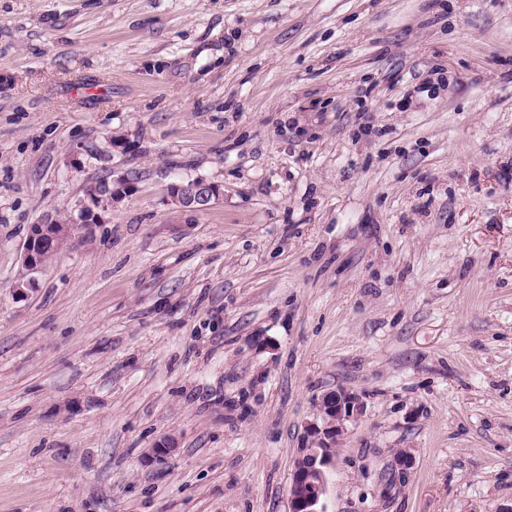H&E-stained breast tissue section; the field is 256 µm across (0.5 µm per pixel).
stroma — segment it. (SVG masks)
Segmentation results:
<instances>
[{
  "instance_id": "1",
  "label": "stroma",
  "mask_w": 512,
  "mask_h": 512,
  "mask_svg": "<svg viewBox=\"0 0 512 512\" xmlns=\"http://www.w3.org/2000/svg\"><path fill=\"white\" fill-rule=\"evenodd\" d=\"M337 389L328 512L512 501V0H0V512H288ZM112 187L103 194H100L107 190L108 186ZM131 183L125 175H111L109 178L101 179L95 182L94 185L90 186L87 190V195H91L94 197L87 196V200L83 202L78 210V216L75 219L76 224H88L90 222L98 221V213L95 212V209L100 207L102 203H117L122 201L130 192ZM70 215H66L61 219V226L58 229L57 224H33L31 225L25 244L24 249L21 255V266L24 270L22 279L16 285L15 292L19 296H24L27 294V291L31 288L29 281L35 279V277H30L29 273L32 272H40L41 263H42V255H44L45 265L48 260L55 254L56 249L51 247V245L47 244L45 250L41 255V247L45 245L46 237L51 238L52 244L58 248L63 246L73 235V233L79 228V226L84 225H76L70 224L71 219ZM67 224V225H65ZM50 225L54 230H57L56 233L50 231ZM219 194L220 191L216 185L202 179L192 180L189 184L172 183L169 188L171 203L181 211L190 213L208 209Z\"/></svg>"
}]
</instances>
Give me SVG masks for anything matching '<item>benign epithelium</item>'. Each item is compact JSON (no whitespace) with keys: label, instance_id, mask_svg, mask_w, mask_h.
Listing matches in <instances>:
<instances>
[{"label":"benign epithelium","instance_id":"obj_1","mask_svg":"<svg viewBox=\"0 0 512 512\" xmlns=\"http://www.w3.org/2000/svg\"><path fill=\"white\" fill-rule=\"evenodd\" d=\"M131 183L123 175L112 176V187L103 194L87 197L79 206L74 224L61 226L48 224L31 225L21 255L24 270L22 279L16 285L19 296L27 294L30 287V273L40 271L41 247L45 239L51 238L56 247L63 246L78 229L80 224L98 221L95 209L102 203H117L130 192ZM219 188L205 180L173 183L169 188L172 204L183 212L197 213L208 209L219 197ZM363 411V403L354 393L339 391L322 398L319 421L308 425V447L301 450L294 462L289 488L290 512H327L326 497L329 489V475L333 467L335 447L345 423Z\"/></svg>","mask_w":512,"mask_h":512}]
</instances>
